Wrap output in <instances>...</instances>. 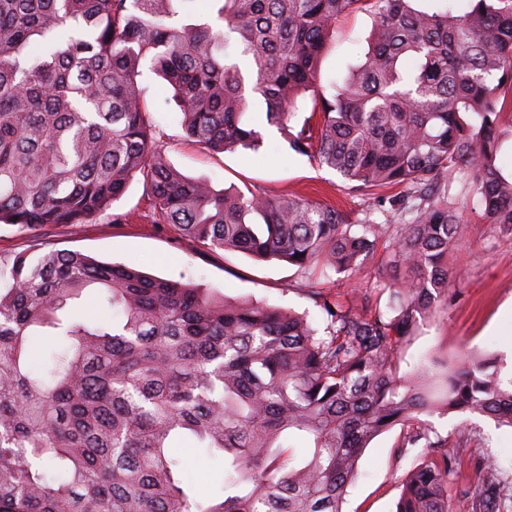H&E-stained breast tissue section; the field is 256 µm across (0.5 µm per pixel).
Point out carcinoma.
Masks as SVG:
<instances>
[{
  "label": "carcinoma",
  "instance_id": "1",
  "mask_svg": "<svg viewBox=\"0 0 512 512\" xmlns=\"http://www.w3.org/2000/svg\"><path fill=\"white\" fill-rule=\"evenodd\" d=\"M214 1L216 18L179 25L184 0H0V223L86 224L141 173L155 223L298 267L325 327L77 251L0 257V512H343L362 452L398 424L404 453L440 454L407 472L394 512H452L448 476L468 437L433 440L422 417L512 426V374L468 350L402 373L401 352L455 292L448 256L470 225L452 184L483 223L512 231V172L497 161L512 0H468L461 14L412 0H201ZM358 9L374 19L364 60L323 85L336 22ZM147 62L207 149L259 151L248 113L263 106L292 150L349 188H408L384 246L403 275L375 281L359 307L315 290L373 259L388 225L217 191L169 166L144 104ZM44 336L59 347L45 352ZM185 439L224 461L207 500L181 478ZM509 484L512 470L486 457L471 512H512Z\"/></svg>",
  "mask_w": 512,
  "mask_h": 512
}]
</instances>
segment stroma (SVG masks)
<instances>
[{
  "label": "stroma",
  "mask_w": 512,
  "mask_h": 512,
  "mask_svg": "<svg viewBox=\"0 0 512 512\" xmlns=\"http://www.w3.org/2000/svg\"><path fill=\"white\" fill-rule=\"evenodd\" d=\"M373 18L365 12H350L336 26L331 48L320 63V80L341 77L347 65L360 63L369 47ZM141 83L147 89L146 105L153 122L152 136L165 160L189 177H199L214 189L250 187L270 196H301L364 218L374 205L372 196L344 186L332 170L293 151L276 129H265L266 144L257 153L245 150L216 153L191 142L182 125L183 115L164 82L144 71ZM121 222H114V215ZM152 203L142 175L130 180L122 197L109 212L87 224H60L45 230H22L0 224V256L33 250L47 243L58 249L78 251L104 262H118L168 280L203 283L226 297L252 299L308 312L319 318L313 298L302 287L304 277L297 267L269 260L259 261L241 252L211 251L182 235L170 224H156ZM463 216L472 226L449 257L456 277L457 297L447 311L423 323L407 345L404 362L436 352L445 355L460 348L483 353L494 351L512 370V233L482 223L472 208ZM384 251L360 273L348 278L329 273L320 279L323 290L358 304V289L369 286L384 263ZM433 434L456 440L459 431L471 432V440L459 456L448 479V500L454 512H469L470 495L476 487V472L484 457L495 456L504 467L512 466V428L499 426L479 415H434L429 419ZM404 433L395 426L377 436L365 448L358 474L343 505L344 512H393L402 481L414 463L398 444ZM184 481L199 498L218 493L224 483L221 461L202 450L183 446Z\"/></svg>",
  "instance_id": "obj_1"
}]
</instances>
